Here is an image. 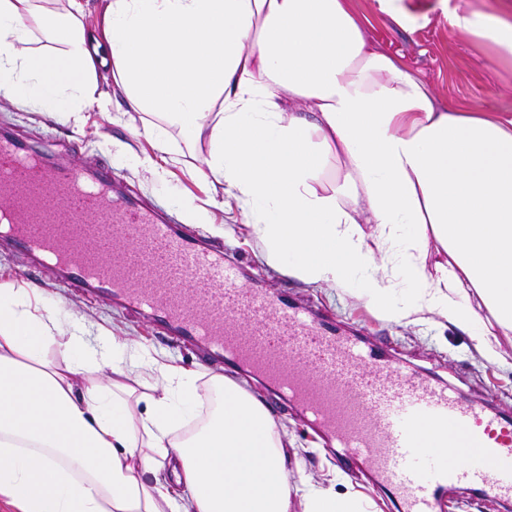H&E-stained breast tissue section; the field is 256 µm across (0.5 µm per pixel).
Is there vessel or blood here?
I'll list each match as a JSON object with an SVG mask.
<instances>
[{"label": "vessel or blood", "mask_w": 512, "mask_h": 512, "mask_svg": "<svg viewBox=\"0 0 512 512\" xmlns=\"http://www.w3.org/2000/svg\"><path fill=\"white\" fill-rule=\"evenodd\" d=\"M0 248L28 255L72 291L103 296L204 357L243 367L278 404L299 405L337 442L343 460L374 474L398 512H434L439 495L468 482L512 499V420L408 373L376 348L337 334L259 284L198 230L112 190L94 176L0 136ZM443 425L456 467L425 449L418 422Z\"/></svg>", "instance_id": "obj_1"}]
</instances>
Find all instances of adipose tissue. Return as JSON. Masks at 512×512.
Masks as SVG:
<instances>
[{
    "label": "adipose tissue",
    "instance_id": "adipose-tissue-1",
    "mask_svg": "<svg viewBox=\"0 0 512 512\" xmlns=\"http://www.w3.org/2000/svg\"><path fill=\"white\" fill-rule=\"evenodd\" d=\"M84 17L83 0H0V97L78 124L106 107ZM450 24L512 57L499 9ZM103 35L127 106L151 116L144 135L206 145L205 176L269 263L292 256L287 275L306 283L359 279L387 321L441 318L501 361L512 117L440 109L350 0H109ZM35 298L0 282V512H372L360 493L290 482L287 441L232 377L198 384L112 336L86 348Z\"/></svg>",
    "mask_w": 512,
    "mask_h": 512
}]
</instances>
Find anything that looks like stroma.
I'll return each instance as SVG.
<instances>
[{"mask_svg":"<svg viewBox=\"0 0 512 512\" xmlns=\"http://www.w3.org/2000/svg\"><path fill=\"white\" fill-rule=\"evenodd\" d=\"M488 2L351 0V5L374 46L420 76L439 107L478 104L512 115V60L502 57L493 44L475 40L448 21L457 10L485 11ZM141 124V113L132 111L122 117L112 107L87 112L84 125L78 127L62 117L0 98V131L11 132L29 149L49 157L69 154L72 164L83 170L109 161L118 192L177 213L182 223H195L211 241L227 247L241 267L257 274L262 287L318 307L333 316L341 330H358L365 342L396 358L410 373L452 389L461 400L480 402L491 414H512V341L502 342L505 362L491 363L476 351L471 336L439 319L408 326L384 320L367 304L360 284L342 290L281 274L263 258L255 229L247 224L224 184L198 176L199 162L182 137L169 142L168 162L160 171L141 165V158L154 152L138 133ZM194 209L202 211L201 219L192 220ZM0 279L42 289L44 308L82 322L88 342H95L98 329L103 328L140 344L147 357L174 361L189 372L230 373L259 399L268 395L255 378L219 363H204L199 349L154 335L149 322L126 315L113 302L89 299L55 283L53 274L38 269L26 255L0 251ZM272 414L296 452L290 460L293 478L317 481L333 472L348 489L370 496L380 512H395L373 478L358 466L339 463L330 440L312 430L299 413L276 407ZM436 512H512V501L490 499L476 486L462 483L440 496Z\"/></svg>","mask_w":512,"mask_h":512,"instance_id":"35a3bbf8","label":"stroma"}]
</instances>
